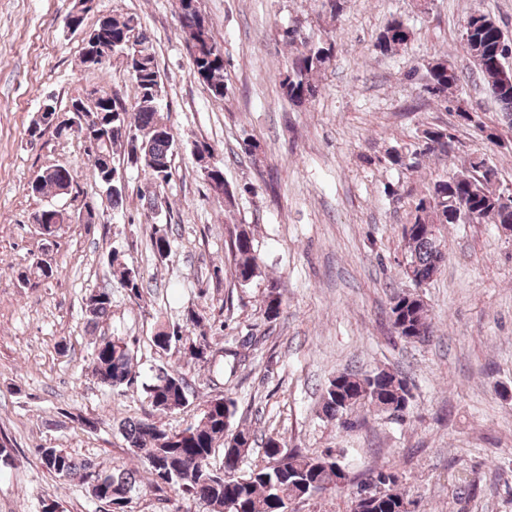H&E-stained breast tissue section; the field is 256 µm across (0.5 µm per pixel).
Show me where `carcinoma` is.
I'll return each instance as SVG.
<instances>
[{"instance_id":"1","label":"carcinoma","mask_w":512,"mask_h":512,"mask_svg":"<svg viewBox=\"0 0 512 512\" xmlns=\"http://www.w3.org/2000/svg\"><path fill=\"white\" fill-rule=\"evenodd\" d=\"M178 14L185 41L192 59V74L215 98L227 93L224 76V53L218 46L208 21L200 13L197 0H178ZM112 29L116 53L133 72L134 100L128 102L118 95L93 100L83 106L93 120L88 127L72 131L85 143L95 147L90 155L97 174L101 194L93 207L118 210L126 199V182L115 163V155L148 177L154 191L148 195V208L169 207L166 198L157 194L169 183L173 174L176 139L164 120L159 107L163 82L157 65L153 39L140 20L133 15H102L95 29ZM462 44L470 55L482 79L500 105L501 115L512 126V71L498 63L502 31L494 19L481 11L469 13L462 26ZM412 32L399 19L390 20L381 31L377 48L382 54H395L406 48ZM289 48L288 68L281 74V97L293 105L312 102L319 92V77L325 71L335 52L334 43L323 40L311 43L295 27L282 32ZM431 87L427 93L435 103L448 107V94L458 90L461 82L455 64L446 56L428 64ZM61 135L53 124L52 114L37 115L27 128L30 139L36 140L48 129ZM423 146L419 156L434 152H448L452 134L444 127H426L422 130ZM484 159L469 161V168L460 174L436 181L428 194L418 199L411 227L403 228V245L407 263L423 279L431 280L440 270L444 257L440 236L432 227L443 223L448 216V199L470 211L473 224H511L512 207L500 203L499 171L491 166V174L482 172ZM71 188L70 171L62 166L40 170L29 189L37 196L65 195ZM49 216L46 232L57 235L65 222L71 220L68 212L49 207L36 213L35 221ZM231 256L230 276L234 284L245 287L261 276L254 252L251 232L236 228L228 242ZM108 263L118 284L135 299L141 297L144 275L119 261L109 253ZM59 269L43 260L34 262L20 273L22 280L30 276L49 280ZM112 305V291L102 289L90 292L83 301L82 311L88 327L94 329L108 315ZM280 293L268 290L265 313L275 319L280 313ZM205 316L201 312L188 313L184 325L171 330L159 329L152 336L153 345L161 350L181 343L184 355L194 363L208 362L214 356L213 342L202 330ZM393 333L409 343L424 342L432 334V321L427 306L407 294L393 298L389 312ZM201 329L193 338L195 329ZM132 350L120 337L103 338L94 342L92 352L94 375L102 386L110 389L128 388L134 384ZM145 399L151 411L135 420L125 419L117 429L150 475L148 484L138 478L139 469L106 471L90 461H77L61 448L41 449L47 469L61 479L75 476L88 484L92 498L103 505L104 512H128L133 496L146 491L159 492L173 488L187 496L197 512H226L227 502L236 505V512H286L292 498L306 500L318 493L336 490V483L347 465L341 458L328 452L308 456L285 449L277 439L269 436L263 442L266 463L257 464L248 472H240V464L254 449L256 434L246 426L232 427L235 407L231 398L218 395L204 402L198 422L185 429L172 431L155 418L157 414L183 408L194 391L177 369L159 368L152 381L143 386ZM412 398L408 378L399 372L380 370L372 373L345 371L329 380L322 395V414L329 420L351 424L347 418L355 406L368 404L394 405L396 417L409 408ZM223 448L224 463L219 470L209 466L215 449ZM384 491L376 494L366 505L367 512H398L405 492L398 486V476L392 472H377Z\"/></svg>"}]
</instances>
